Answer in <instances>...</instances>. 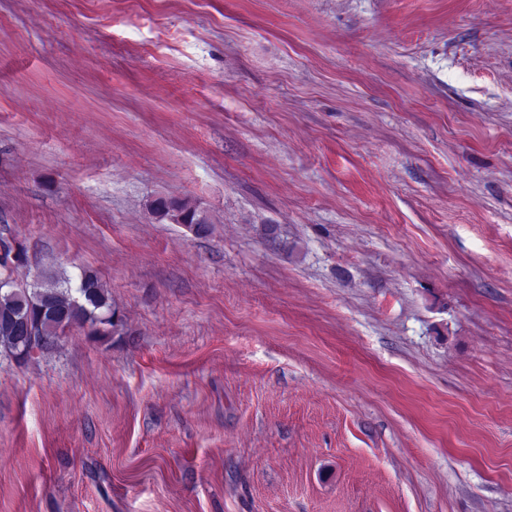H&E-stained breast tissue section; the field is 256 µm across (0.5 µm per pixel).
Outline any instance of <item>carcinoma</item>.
I'll list each match as a JSON object with an SVG mask.
<instances>
[{
    "label": "carcinoma",
    "mask_w": 512,
    "mask_h": 512,
    "mask_svg": "<svg viewBox=\"0 0 512 512\" xmlns=\"http://www.w3.org/2000/svg\"><path fill=\"white\" fill-rule=\"evenodd\" d=\"M149 209L159 222L194 227L197 237L213 232L207 212L187 199L158 197L150 202ZM13 271V267L0 263V347L8 355L14 357L19 350L14 336L17 326L23 323L49 345L75 326L103 336L115 334L123 327L122 318L96 272L84 269L75 280L45 275L22 284L12 277Z\"/></svg>",
    "instance_id": "cac0c4a2"
}]
</instances>
